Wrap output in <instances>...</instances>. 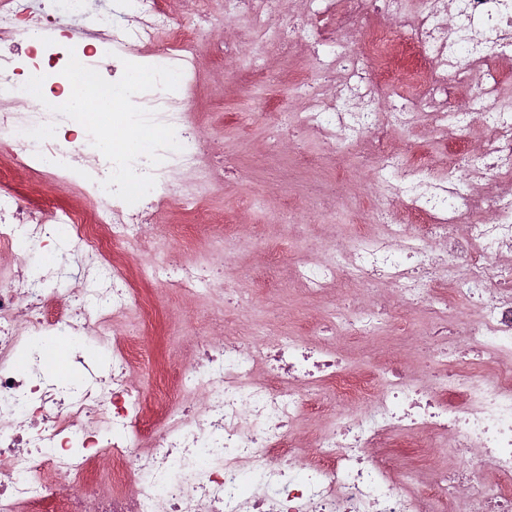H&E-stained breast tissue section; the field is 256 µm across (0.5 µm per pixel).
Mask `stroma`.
<instances>
[{
	"label": "stroma",
	"mask_w": 512,
	"mask_h": 512,
	"mask_svg": "<svg viewBox=\"0 0 512 512\" xmlns=\"http://www.w3.org/2000/svg\"><path fill=\"white\" fill-rule=\"evenodd\" d=\"M264 61L278 74V81L248 87L226 80L228 71L247 68L246 59L205 60L192 89L198 131L234 158L237 175L228 185H214L207 198L213 224L192 226L188 206L176 204L157 215L154 229L155 254L177 262L195 258L203 237L223 242L233 257L224 277L248 307L242 311L237 304L222 306L204 297L148 288L150 316L134 309L112 326L114 332L135 339L136 380L147 395H155L164 378L180 365L185 342L194 332L238 334L265 342L283 333H303L309 324L321 321L336 306V299L310 300L293 270L322 261L320 246L327 236L355 237L362 212L373 204L367 173L354 168L350 159L323 155L312 139L297 150L282 145L264 124L249 118L250 103L259 98L279 104L285 113L299 108L300 101L290 88L311 64L308 44L299 41L287 59L265 49ZM340 167L349 175L341 199L321 200L315 187ZM1 186L51 199L63 208L87 205L79 192L57 187L50 176L7 163L0 165ZM400 317L402 330L387 328L356 344L350 337H340L350 363L359 368L392 356L414 363L421 360L423 354L414 345L427 329L426 319L413 310L401 311Z\"/></svg>",
	"instance_id": "obj_1"
}]
</instances>
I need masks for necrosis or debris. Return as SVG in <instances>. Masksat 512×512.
I'll return each instance as SVG.
<instances>
[{
	"mask_svg": "<svg viewBox=\"0 0 512 512\" xmlns=\"http://www.w3.org/2000/svg\"><path fill=\"white\" fill-rule=\"evenodd\" d=\"M293 24L307 32L315 67L293 92L303 106L296 130L337 155L355 156L372 175L374 205L365 230L331 257L304 268L312 296L327 284L386 283L329 313L307 336L268 343L210 336L173 378V399L143 429L149 400L135 383L131 344L111 334L118 317L143 306L137 285L224 298V281L207 255L171 272L164 258L131 276L126 249L151 252L148 234L160 207L190 196L189 179L210 182L218 160L193 134L189 88L200 69L196 47L234 57L239 44L213 38L200 11L176 18L166 0H112L89 11L86 0H0V148L14 163L79 187L93 210L56 208L0 188V254L18 263L0 282V512H512V108L499 104L496 61H512V0H302ZM281 0H224V19L246 18L250 39L264 41ZM34 38L54 98L69 54L97 67L124 62L177 67L176 90L154 89L134 103L171 125L182 149L147 158L138 172L156 185L141 206L107 192L112 164L78 122L50 112L24 91L18 71ZM415 83L416 99L387 106L396 78ZM470 93L456 108V86ZM488 135L477 155L466 148L474 125ZM420 125L438 134L436 152L393 143ZM80 158L72 167L71 158ZM467 166L466 178L455 175ZM494 181L499 191L481 185ZM382 224L379 233L368 232ZM78 290H69L71 279ZM469 303L459 315V302ZM429 310L422 340L430 374L400 362L384 369L347 368L338 335L367 336L395 304ZM67 335L75 367L56 374L52 341ZM106 337L112 364L86 359ZM483 362L476 370L466 360ZM341 408L314 440L297 450L295 425L313 408L312 390ZM448 441L460 461L427 464ZM405 454L427 489L403 493L393 462Z\"/></svg>",
	"mask_w": 512,
	"mask_h": 512,
	"instance_id": "necrosis-or-debris-1",
	"label": "necrosis or debris"
}]
</instances>
